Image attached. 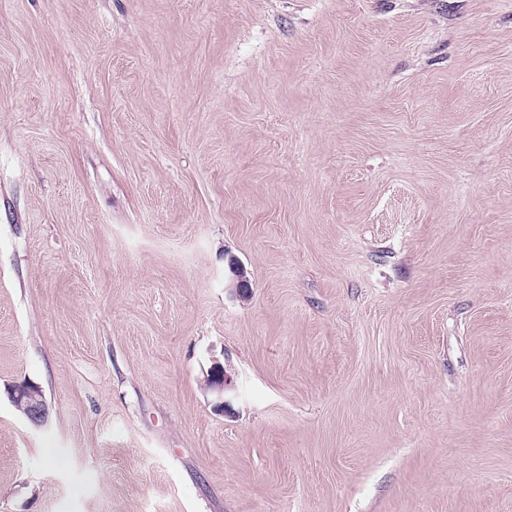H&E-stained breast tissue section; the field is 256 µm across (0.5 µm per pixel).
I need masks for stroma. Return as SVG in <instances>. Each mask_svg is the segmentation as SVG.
Returning a JSON list of instances; mask_svg holds the SVG:
<instances>
[{"instance_id": "35a3bbf8", "label": "stroma", "mask_w": 512, "mask_h": 512, "mask_svg": "<svg viewBox=\"0 0 512 512\" xmlns=\"http://www.w3.org/2000/svg\"><path fill=\"white\" fill-rule=\"evenodd\" d=\"M0 512H512V0H0ZM14 404L33 425L41 426L48 416V405L42 391L32 384L22 383L15 387Z\"/></svg>"}]
</instances>
